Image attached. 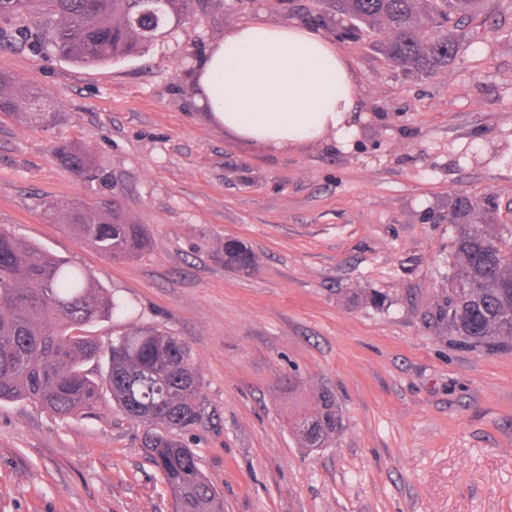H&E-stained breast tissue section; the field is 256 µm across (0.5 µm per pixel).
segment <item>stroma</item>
I'll list each match as a JSON object with an SVG mask.
<instances>
[{"label":"stroma","mask_w":512,"mask_h":512,"mask_svg":"<svg viewBox=\"0 0 512 512\" xmlns=\"http://www.w3.org/2000/svg\"><path fill=\"white\" fill-rule=\"evenodd\" d=\"M324 0H196L190 23L117 63L37 52L0 21V71L38 84L58 125L0 115V227L92 274L133 309L83 333L154 326L191 349L204 414L183 436L224 512H512V347L470 348L429 321L448 285V200L491 196L512 225V0H487L451 71L404 76L370 40L339 42L362 112L346 148L287 152L200 111L198 56L238 25L299 22L330 35ZM92 153L149 244L113 261L43 214L97 192L60 163ZM256 257L224 263V244ZM300 388L289 394L285 378ZM330 390L327 447L292 420ZM104 397L69 420L0 403V512H175Z\"/></svg>","instance_id":"obj_1"}]
</instances>
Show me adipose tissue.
Returning a JSON list of instances; mask_svg holds the SVG:
<instances>
[{
  "mask_svg": "<svg viewBox=\"0 0 512 512\" xmlns=\"http://www.w3.org/2000/svg\"><path fill=\"white\" fill-rule=\"evenodd\" d=\"M195 100L236 137L274 151L326 140L347 146L357 129V78L343 53L298 24L255 20L201 57Z\"/></svg>",
  "mask_w": 512,
  "mask_h": 512,
  "instance_id": "obj_1",
  "label": "adipose tissue"
}]
</instances>
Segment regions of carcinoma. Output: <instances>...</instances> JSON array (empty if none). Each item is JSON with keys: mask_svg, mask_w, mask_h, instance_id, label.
Segmentation results:
<instances>
[{"mask_svg": "<svg viewBox=\"0 0 512 512\" xmlns=\"http://www.w3.org/2000/svg\"><path fill=\"white\" fill-rule=\"evenodd\" d=\"M328 19L351 24L357 39L376 31L372 48L410 76L428 79L452 69L471 35L482 0H326ZM195 0H0L3 22L32 21L22 29L40 48L62 59L98 65L131 58L158 35L186 24ZM14 78L0 73V112L23 114L47 130L56 114L30 84L17 95ZM61 164L76 179L104 188L96 201L46 202L44 214L114 260L137 256L146 231L126 215L110 190L108 171L87 151L62 142ZM454 225L453 274L431 318L471 347L512 345V228L498 223L494 199L484 204L458 195L448 204ZM227 265L247 272L252 257L224 244ZM125 312L89 273L55 254L0 230V403L26 401L62 419L73 418L107 391L112 402L146 426L143 447L176 500V512H224L220 494L178 434L203 415L201 382L189 347L155 327L126 331L107 341L81 335L83 327ZM107 358L104 374L84 369ZM294 428L304 448H321L342 429L334 394L321 389Z\"/></svg>", "mask_w": 512, "mask_h": 512, "instance_id": "carcinoma-1", "label": "carcinoma"}]
</instances>
